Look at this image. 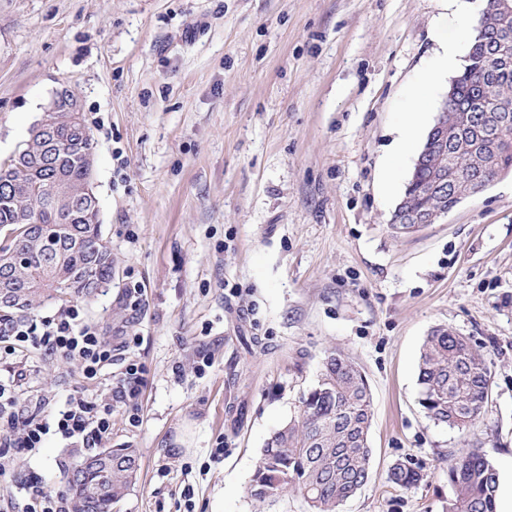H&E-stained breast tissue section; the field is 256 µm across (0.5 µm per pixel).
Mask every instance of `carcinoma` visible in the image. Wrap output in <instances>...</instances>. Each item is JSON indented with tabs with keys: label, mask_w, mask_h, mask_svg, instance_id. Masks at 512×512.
I'll return each instance as SVG.
<instances>
[{
	"label": "carcinoma",
	"mask_w": 512,
	"mask_h": 512,
	"mask_svg": "<svg viewBox=\"0 0 512 512\" xmlns=\"http://www.w3.org/2000/svg\"><path fill=\"white\" fill-rule=\"evenodd\" d=\"M505 46L474 37L468 58L455 76L457 101L449 108L467 128L468 117L483 112H509L512 131V65L498 66L504 48L512 56V20ZM50 132L30 130L22 150L0 163V227L13 234L0 246V276L10 271L22 293L21 311L45 301L62 303L75 296L91 297L112 282V262L96 255L103 240L99 207L85 192L92 183L86 157L93 142L83 114L62 107L43 117ZM455 190L484 176L482 158L472 153L456 157ZM420 403L437 424L469 429L479 418L491 387L483 352L445 328L427 336L419 361ZM373 419L372 395L362 368L345 355L332 352L323 362L317 383L302 398L299 414L276 430L262 449L250 494L266 501L290 486L301 492L309 512H337L369 479L368 445ZM139 466L134 448L112 450V474L83 476L87 483L108 488L93 511L76 493V471L66 474V488L75 512H102L124 498ZM390 481L410 488L422 476L402 464L393 466ZM451 494L445 512H496L498 474L479 449L472 448L448 467Z\"/></svg>",
	"instance_id": "obj_1"
}]
</instances>
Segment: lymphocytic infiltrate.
<instances>
[{"label":"lymphocytic infiltrate","instance_id":"lymphocytic-infiltrate-1","mask_svg":"<svg viewBox=\"0 0 512 512\" xmlns=\"http://www.w3.org/2000/svg\"><path fill=\"white\" fill-rule=\"evenodd\" d=\"M0 348L6 354L40 351L78 362L84 379L98 380L112 363V347L98 328L87 323L79 306L70 305L53 316L34 321L14 320L0 326ZM143 369L129 364L115 390L70 394L54 418L18 409L15 384L0 380V465H18L24 455L41 448L49 434L91 445L112 431V405H138Z\"/></svg>","mask_w":512,"mask_h":512}]
</instances>
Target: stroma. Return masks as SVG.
Wrapping results in <instances>:
<instances>
[{
  "label": "stroma",
  "mask_w": 512,
  "mask_h": 512,
  "mask_svg": "<svg viewBox=\"0 0 512 512\" xmlns=\"http://www.w3.org/2000/svg\"><path fill=\"white\" fill-rule=\"evenodd\" d=\"M479 0H0V161L68 85L94 142L93 190L112 284L79 300L115 345L96 381L58 357L18 369L20 409L144 367L140 423L123 404L96 450L135 448L112 512H308L297 489L249 487L270 436L334 351L373 397L367 483L338 512H444L448 465L476 448L512 493V174L436 223L390 229L453 79L422 77L436 37L468 49ZM425 121L395 141L408 112ZM141 289L139 300L127 288ZM482 350L488 401L461 432L419 403L428 334ZM138 333L122 346L121 334ZM84 448L55 435L28 457L62 491ZM422 481L391 483L396 464Z\"/></svg>",
  "instance_id": "1"
}]
</instances>
